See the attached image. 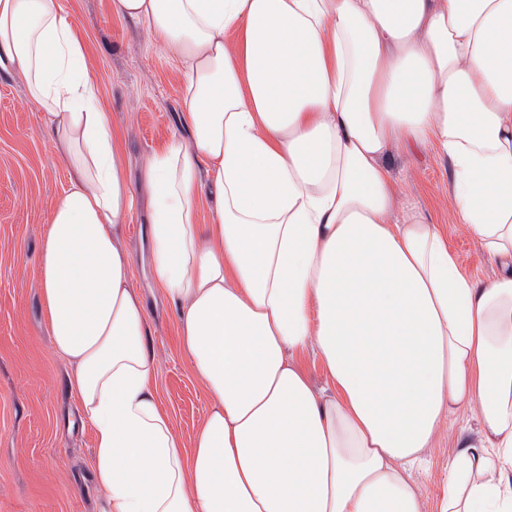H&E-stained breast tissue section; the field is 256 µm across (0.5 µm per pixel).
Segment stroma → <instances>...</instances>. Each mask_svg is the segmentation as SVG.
<instances>
[{
  "label": "stroma",
  "mask_w": 512,
  "mask_h": 512,
  "mask_svg": "<svg viewBox=\"0 0 512 512\" xmlns=\"http://www.w3.org/2000/svg\"><path fill=\"white\" fill-rule=\"evenodd\" d=\"M60 2L83 36L89 70L123 143L135 196L125 238L132 282L145 306L159 401L188 444L210 400L179 349L177 314L151 276V203L139 181L148 158L181 130L182 69L156 47L145 24L113 16L110 0ZM389 164L396 215L416 207L447 233L464 273L484 283L495 279L497 263L458 219L448 158L435 146H414L393 151ZM67 182L22 78L0 71V512H97L101 496L93 429L69 391V368L54 351L38 284L49 212ZM475 431L470 414L451 416L425 449L413 471L423 512H437L456 441Z\"/></svg>",
  "instance_id": "stroma-1"
}]
</instances>
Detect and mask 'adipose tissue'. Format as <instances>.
<instances>
[{
    "label": "adipose tissue",
    "instance_id": "1",
    "mask_svg": "<svg viewBox=\"0 0 512 512\" xmlns=\"http://www.w3.org/2000/svg\"><path fill=\"white\" fill-rule=\"evenodd\" d=\"M111 7L184 71L191 138L154 152L142 183L153 277L211 398L188 447L156 395L123 244L134 193L76 28L59 0H0V68L68 171L38 280L94 430L99 512H421L409 466L467 410L478 431L439 512H512V0ZM411 144L448 156L492 282L418 209L392 220L387 160ZM309 348L319 390L297 361ZM298 362L309 377L312 384L317 388H323L327 383L326 369L318 356L312 349H307L298 356Z\"/></svg>",
    "mask_w": 512,
    "mask_h": 512
}]
</instances>
